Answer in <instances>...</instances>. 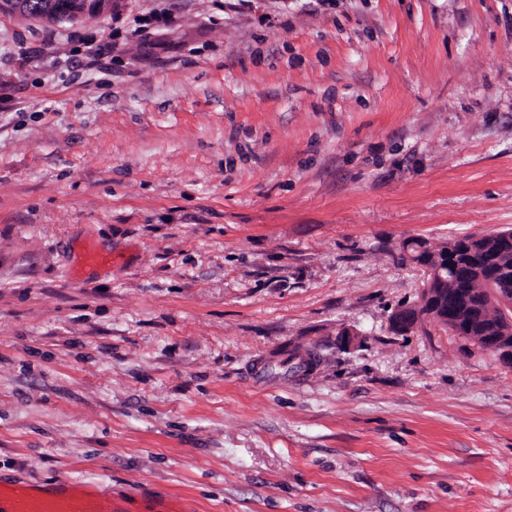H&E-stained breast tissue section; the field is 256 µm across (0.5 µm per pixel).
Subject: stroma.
I'll list each match as a JSON object with an SVG mask.
<instances>
[{
  "mask_svg": "<svg viewBox=\"0 0 512 512\" xmlns=\"http://www.w3.org/2000/svg\"><path fill=\"white\" fill-rule=\"evenodd\" d=\"M511 228L512 0L0 12V482L512 512V367L389 322L403 241ZM90 240L115 259L70 281Z\"/></svg>",
  "mask_w": 512,
  "mask_h": 512,
  "instance_id": "obj_1",
  "label": "stroma"
}]
</instances>
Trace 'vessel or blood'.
Instances as JSON below:
<instances>
[{"label":"vessel or blood","mask_w":512,"mask_h":512,"mask_svg":"<svg viewBox=\"0 0 512 512\" xmlns=\"http://www.w3.org/2000/svg\"><path fill=\"white\" fill-rule=\"evenodd\" d=\"M111 260V252L89 242L81 249L79 268L83 271L97 269ZM0 499L8 502L9 512H112L110 499L73 481L31 484L18 489L0 486Z\"/></svg>","instance_id":"vessel-or-blood-1"}]
</instances>
